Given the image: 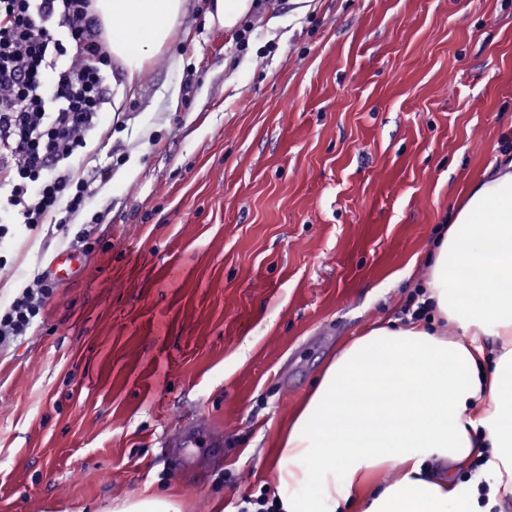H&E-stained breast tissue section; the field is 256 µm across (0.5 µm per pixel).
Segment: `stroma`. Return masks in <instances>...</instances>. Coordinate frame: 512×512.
I'll list each match as a JSON object with an SVG mask.
<instances>
[{
    "instance_id": "1",
    "label": "stroma",
    "mask_w": 512,
    "mask_h": 512,
    "mask_svg": "<svg viewBox=\"0 0 512 512\" xmlns=\"http://www.w3.org/2000/svg\"><path fill=\"white\" fill-rule=\"evenodd\" d=\"M186 0L67 229L0 238V305L81 236L0 348V512L275 499L277 439L325 366L403 324L438 226L512 144V0ZM98 223H91V214ZM224 432L223 442L209 437ZM255 0H211L209 18L226 31L237 27L240 20L251 14ZM82 264V257L72 250L58 251L49 267L50 273L59 280L69 279L76 274ZM183 504L176 496L131 497L117 504L114 512H183Z\"/></svg>"
}]
</instances>
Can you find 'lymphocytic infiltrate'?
Masks as SVG:
<instances>
[{"mask_svg":"<svg viewBox=\"0 0 512 512\" xmlns=\"http://www.w3.org/2000/svg\"><path fill=\"white\" fill-rule=\"evenodd\" d=\"M112 54L95 0H0V234L70 224L92 196L73 159L112 95ZM55 283L38 272L0 309V345L36 330Z\"/></svg>","mask_w":512,"mask_h":512,"instance_id":"obj_1","label":"lymphocytic infiltrate"}]
</instances>
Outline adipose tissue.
Segmentation results:
<instances>
[{"label":"adipose tissue","mask_w":512,"mask_h":512,"mask_svg":"<svg viewBox=\"0 0 512 512\" xmlns=\"http://www.w3.org/2000/svg\"><path fill=\"white\" fill-rule=\"evenodd\" d=\"M112 49V100L134 87L185 0H99ZM420 292L426 317L347 344L278 444L280 512H489L443 458L482 463L512 496V156L491 165L440 229ZM396 467L400 476L377 482Z\"/></svg>","instance_id":"obj_1"}]
</instances>
